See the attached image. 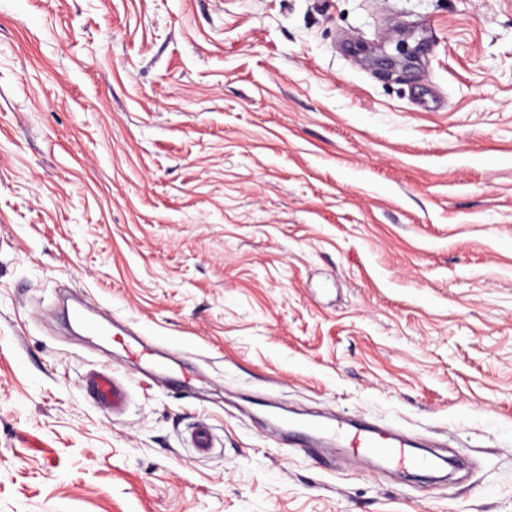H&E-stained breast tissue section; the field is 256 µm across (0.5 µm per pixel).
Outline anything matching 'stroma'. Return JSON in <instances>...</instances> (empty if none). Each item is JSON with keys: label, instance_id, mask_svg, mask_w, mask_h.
Instances as JSON below:
<instances>
[{"label": "stroma", "instance_id": "1", "mask_svg": "<svg viewBox=\"0 0 512 512\" xmlns=\"http://www.w3.org/2000/svg\"><path fill=\"white\" fill-rule=\"evenodd\" d=\"M61 284L199 379L142 384ZM0 512H512V0H0ZM96 311L85 305L80 304L73 311L75 321L84 325L91 336H108L110 340H115L114 334L104 325L94 322ZM87 387L106 412L116 415L124 406L127 391L124 383L106 368L91 374L86 380ZM293 434L301 440L300 448H310L312 445L304 443V434L299 432H323L327 436L345 441L349 444L353 458L357 459L367 455H376L387 460L391 465L411 469H423L432 465V461L424 456H419L407 449V444L395 440L384 428L369 425L361 421L352 428H346L342 424L336 425L325 422L311 426L296 424Z\"/></svg>", "mask_w": 512, "mask_h": 512}]
</instances>
